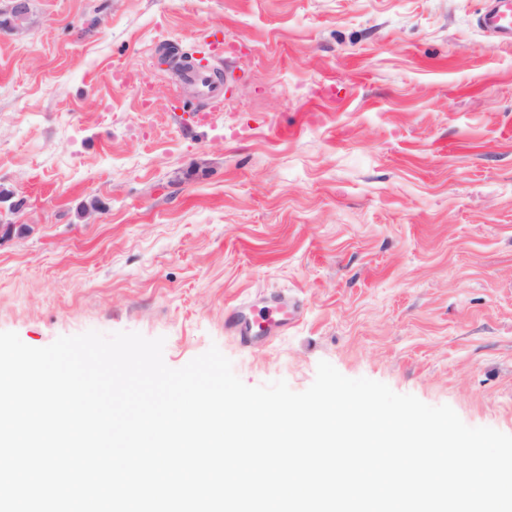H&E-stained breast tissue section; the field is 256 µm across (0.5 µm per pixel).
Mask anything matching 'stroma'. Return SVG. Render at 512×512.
<instances>
[{
    "mask_svg": "<svg viewBox=\"0 0 512 512\" xmlns=\"http://www.w3.org/2000/svg\"><path fill=\"white\" fill-rule=\"evenodd\" d=\"M485 0H28L0 30V331L319 361L512 435V45ZM221 31L224 55L208 42ZM227 73L205 107L162 52ZM20 209H13V202ZM299 312L243 344L258 296ZM477 26L495 43H511L512 1L486 0L484 10L477 19Z\"/></svg>",
    "mask_w": 512,
    "mask_h": 512,
    "instance_id": "35a3bbf8",
    "label": "stroma"
}]
</instances>
